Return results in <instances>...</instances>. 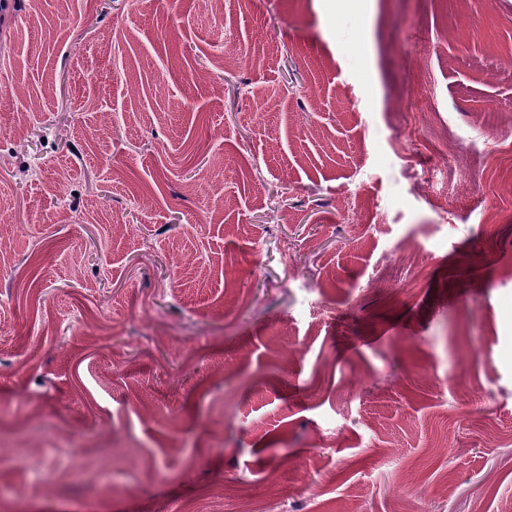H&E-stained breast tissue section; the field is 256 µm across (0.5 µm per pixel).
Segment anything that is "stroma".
I'll return each mask as SVG.
<instances>
[{"instance_id":"stroma-1","label":"stroma","mask_w":512,"mask_h":512,"mask_svg":"<svg viewBox=\"0 0 512 512\" xmlns=\"http://www.w3.org/2000/svg\"><path fill=\"white\" fill-rule=\"evenodd\" d=\"M0 243V512H512V0H12Z\"/></svg>"}]
</instances>
